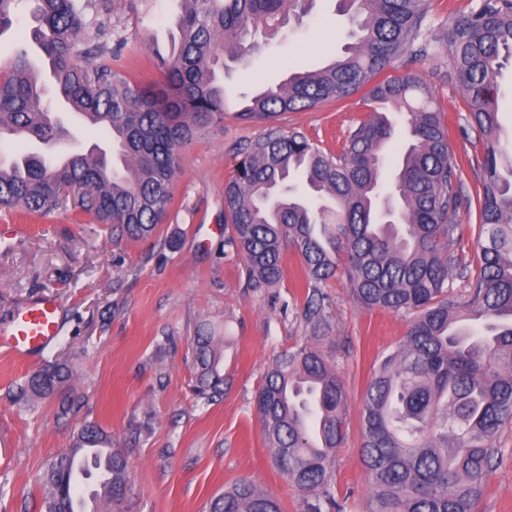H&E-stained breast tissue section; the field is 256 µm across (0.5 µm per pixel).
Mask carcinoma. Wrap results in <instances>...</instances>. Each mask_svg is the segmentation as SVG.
Returning <instances> with one entry per match:
<instances>
[{
  "mask_svg": "<svg viewBox=\"0 0 512 512\" xmlns=\"http://www.w3.org/2000/svg\"><path fill=\"white\" fill-rule=\"evenodd\" d=\"M23 0H0V34ZM30 30L40 60L21 50L0 70V143L35 140L49 149L66 134L56 105L91 117L112 139L109 165L100 146L67 150L68 161L26 153L0 168V205L46 213L73 199L83 211L132 240L156 233L171 204L177 152L216 116L224 118V69L272 38L311 0H180L172 52L154 53L159 80L143 85L100 62L103 47L84 37L112 0H32ZM349 28L340 59L315 70L288 66L275 87L244 96L237 116L273 122L296 110L348 97L368 86L373 102L408 116L406 137L385 190L394 125L383 112L359 121L336 151L298 130L272 126L240 151L224 185V245L243 262L247 287L284 277L293 249L307 279L302 317L310 336L273 360L254 405L275 468L305 493L304 512H343L331 487L346 436L348 396L321 344L331 329L326 282L344 270L357 302L409 317L400 344L383 355L363 396L361 448L368 479L365 512H474L501 450L495 438L512 424V153L497 137V77L512 65V0H479L448 31L450 69L470 99L482 137L480 264L462 262L458 163L444 113L410 73L378 79L404 54H430L424 0H339ZM55 100L43 101L42 67ZM307 195L294 194L291 173ZM464 281L454 290L452 270ZM196 394L224 395V340L194 337ZM65 367L49 362L20 387L43 399ZM98 448L87 478L105 468L89 512L122 500L128 471L112 436L87 425L73 446L49 459L43 512H75L73 458ZM209 512H282L281 503L242 478L210 502Z\"/></svg>",
  "mask_w": 512,
  "mask_h": 512,
  "instance_id": "obj_1",
  "label": "carcinoma"
}]
</instances>
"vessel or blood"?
I'll list each match as a JSON object with an SVG mask.
<instances>
[{
	"instance_id": "1",
	"label": "vessel or blood",
	"mask_w": 512,
	"mask_h": 512,
	"mask_svg": "<svg viewBox=\"0 0 512 512\" xmlns=\"http://www.w3.org/2000/svg\"><path fill=\"white\" fill-rule=\"evenodd\" d=\"M59 310L60 301L52 294L18 307L6 327L0 328V348L23 357L44 353L61 333Z\"/></svg>"
}]
</instances>
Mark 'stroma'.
<instances>
[{
  "label": "stroma",
  "mask_w": 512,
  "mask_h": 512,
  "mask_svg": "<svg viewBox=\"0 0 512 512\" xmlns=\"http://www.w3.org/2000/svg\"><path fill=\"white\" fill-rule=\"evenodd\" d=\"M477 0H429L423 29L437 53L403 57L393 74L414 73L445 112L449 148L457 160L465 229L464 260L479 263V135L468 100L448 64L449 28ZM179 0H112L102 39L119 48L130 76L156 80L154 53H168ZM348 22L336 0H314L294 28L233 67L224 77L226 108L206 133L178 153L172 201L155 235L134 241L74 207L44 215L0 208V225L16 227L0 241V325L15 308L53 292L62 302V333L44 355L0 350V512H41L45 463L72 445L86 423L112 436L128 462L129 486L114 512H208L225 486L247 477L276 496L282 512H303V496L275 469L263 441L254 398L273 358L303 342L306 278L299 257L285 251V275L275 287L247 288L239 257L224 247V183L240 148L265 134L261 122L235 116V104L257 86L285 77L296 59L318 68L341 54ZM366 90L277 121L319 145H335L371 111ZM331 337L324 344L349 396L347 437L336 454L333 485L346 512H364L368 484L361 459L362 395L378 358L408 329L406 317L367 310L344 276L329 281ZM228 337L223 399L194 392L193 339L199 329ZM66 358L70 377L50 398L28 406L19 384L46 361ZM75 408L56 416L61 401ZM502 458L490 469L474 512H512V428L497 438Z\"/></svg>",
  "instance_id": "1"
}]
</instances>
